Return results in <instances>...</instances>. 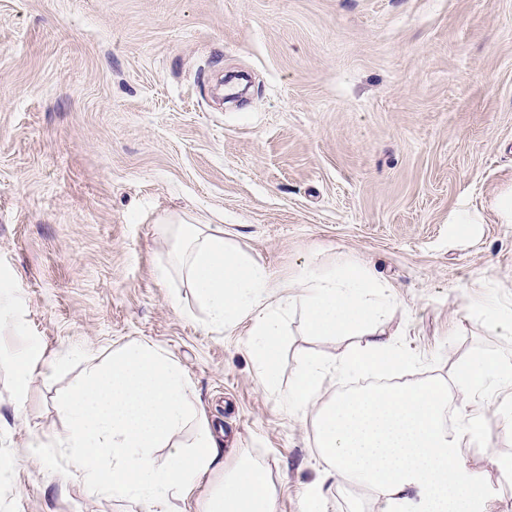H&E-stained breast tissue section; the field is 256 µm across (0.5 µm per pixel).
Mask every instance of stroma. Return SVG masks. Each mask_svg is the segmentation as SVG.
<instances>
[{
  "mask_svg": "<svg viewBox=\"0 0 512 512\" xmlns=\"http://www.w3.org/2000/svg\"><path fill=\"white\" fill-rule=\"evenodd\" d=\"M512 0H0V289L20 333H0V512H142L59 489L63 461L21 457L66 431L58 400L137 340L189 375L224 463L264 467L275 512H386L365 487L323 479L314 421L356 377L327 381L303 414L284 396L319 337L284 314L280 380L265 390L242 321L206 323L169 263L165 218L221 226L282 282L348 265L389 288L378 331L409 355L397 383L449 379L486 354L512 362L488 306L512 308ZM480 215L458 236L449 215ZM178 305H171L170 295ZM67 350L17 404L13 355ZM512 389L481 405L486 442L467 449L483 512H512Z\"/></svg>",
  "mask_w": 512,
  "mask_h": 512,
  "instance_id": "1",
  "label": "stroma"
}]
</instances>
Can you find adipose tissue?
<instances>
[{
	"mask_svg": "<svg viewBox=\"0 0 512 512\" xmlns=\"http://www.w3.org/2000/svg\"><path fill=\"white\" fill-rule=\"evenodd\" d=\"M165 232L171 255L198 290L208 325L221 329L251 319L266 388L278 380L282 311L288 305L300 303L312 335L365 331V339L344 358L305 362L288 390L290 410L305 411L335 371L365 378L406 366V354L370 327L381 317L387 295L369 270L306 271L298 283H283L264 263L230 245L223 230L170 219ZM490 383L512 387V365L482 354L447 383L337 396L315 421L325 478L371 488L387 512H477L480 479L461 459L470 444L484 441L483 421L474 413L464 428L450 430L442 416L449 392L471 401ZM192 395L183 368L142 342L113 351L109 363L90 364L84 379L59 400L68 427L50 446L65 461L62 482L81 483L88 494L126 500L146 512H175V501L205 480L209 490L202 512H274L265 471L243 459L225 467L221 443L208 423H200L190 444L175 442L195 412ZM158 448L166 449L165 461L155 457Z\"/></svg>",
	"mask_w": 512,
	"mask_h": 512,
	"instance_id": "ef3b65f1",
	"label": "adipose tissue"
}]
</instances>
